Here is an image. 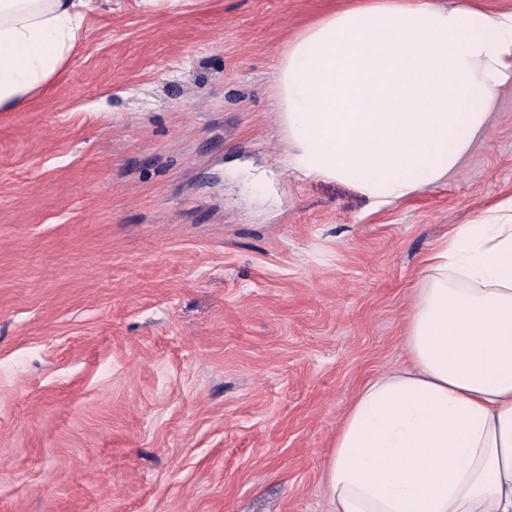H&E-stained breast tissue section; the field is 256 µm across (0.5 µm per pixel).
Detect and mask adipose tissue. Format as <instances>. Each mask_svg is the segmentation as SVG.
I'll use <instances>...</instances> for the list:
<instances>
[{
    "label": "adipose tissue",
    "mask_w": 512,
    "mask_h": 512,
    "mask_svg": "<svg viewBox=\"0 0 512 512\" xmlns=\"http://www.w3.org/2000/svg\"><path fill=\"white\" fill-rule=\"evenodd\" d=\"M108 0H0V112L22 107ZM512 87V12L350 0L277 55L278 164L379 208L439 184ZM406 367L356 395L325 464L330 512H512V197L432 248Z\"/></svg>",
    "instance_id": "adipose-tissue-1"
}]
</instances>
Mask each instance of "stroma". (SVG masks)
Returning <instances> with one entry per match:
<instances>
[{"instance_id":"stroma-1","label":"stroma","mask_w":512,"mask_h":512,"mask_svg":"<svg viewBox=\"0 0 512 512\" xmlns=\"http://www.w3.org/2000/svg\"><path fill=\"white\" fill-rule=\"evenodd\" d=\"M340 0H112L0 112V512H328L431 247L512 196V91L390 208L280 168L275 51Z\"/></svg>"}]
</instances>
